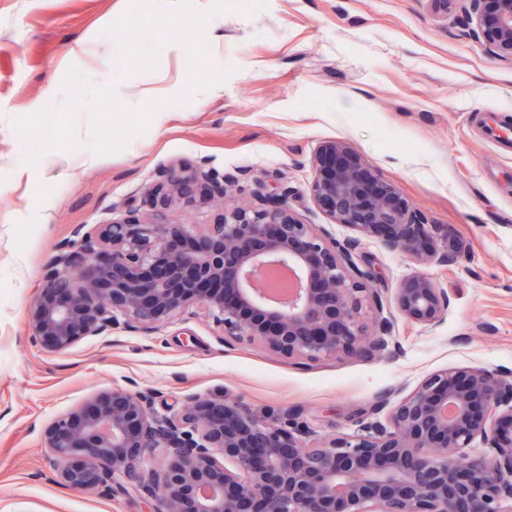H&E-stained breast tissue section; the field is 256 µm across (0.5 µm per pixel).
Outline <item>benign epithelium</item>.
<instances>
[{
  "instance_id": "1",
  "label": "benign epithelium",
  "mask_w": 512,
  "mask_h": 512,
  "mask_svg": "<svg viewBox=\"0 0 512 512\" xmlns=\"http://www.w3.org/2000/svg\"><path fill=\"white\" fill-rule=\"evenodd\" d=\"M486 51L512 62V0H469ZM310 197L335 224H348L424 264L454 261L451 229L428 223L349 143H321ZM215 194L210 171L173 167L148 189L149 222L80 224L47 266L28 309L34 342L64 352L83 339L126 327L152 331L189 307L222 328L224 343L248 341L288 358L318 361L389 353L391 317L362 281L359 239H329L304 223L288 191L224 206L216 224H174L172 203ZM294 287L280 298L258 284L270 267ZM378 331L365 334V304ZM446 289L415 273L396 289L405 319L433 326L448 316ZM382 403L381 407H386ZM389 407V406H387ZM391 430L335 436L308 446L297 416L260 417L222 397L192 398L181 412L156 414L137 390L116 387L46 429L58 482L78 492L139 486L154 512H505L512 503V375L446 369L389 407ZM480 440L485 451L467 448ZM160 454L157 470L147 462Z\"/></svg>"
}]
</instances>
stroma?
<instances>
[{"instance_id": "obj_1", "label": "stroma", "mask_w": 512, "mask_h": 512, "mask_svg": "<svg viewBox=\"0 0 512 512\" xmlns=\"http://www.w3.org/2000/svg\"><path fill=\"white\" fill-rule=\"evenodd\" d=\"M208 74L197 78L198 60ZM121 113H114L113 103ZM512 63L472 33L464 0H0V512H152L134 488L84 493L55 481L45 431L98 392L134 385L157 414L191 397L259 416L298 412L308 445L388 427L382 401L454 367L512 371ZM64 167L44 171L27 155ZM348 142L457 256L420 265L362 239L355 262L391 304L422 271L447 289L434 327L394 316L387 358L288 359L225 344L201 309L153 332L120 328L63 353L31 341L30 302L79 224L152 214L147 188L169 168L231 182L229 199L176 207L214 223L282 187L305 223L344 241L309 194L310 160Z\"/></svg>"}]
</instances>
